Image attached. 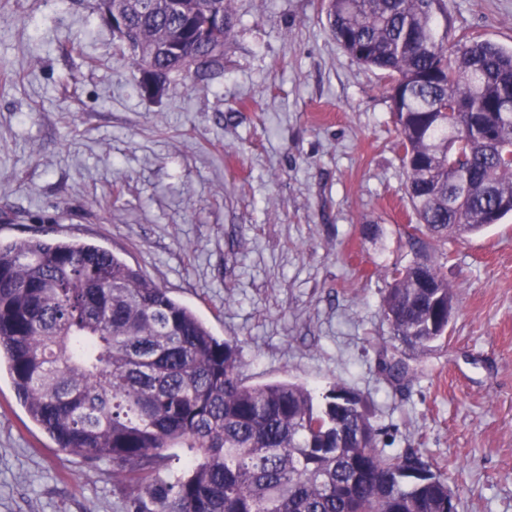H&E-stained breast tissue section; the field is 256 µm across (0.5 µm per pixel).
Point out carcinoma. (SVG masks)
<instances>
[{
	"label": "carcinoma",
	"mask_w": 512,
	"mask_h": 512,
	"mask_svg": "<svg viewBox=\"0 0 512 512\" xmlns=\"http://www.w3.org/2000/svg\"><path fill=\"white\" fill-rule=\"evenodd\" d=\"M328 28L388 85L395 148L416 223L413 259L386 273L392 339L424 350L448 330L452 288L429 241L512 214V49L451 38L446 0H323ZM120 49L165 86L224 69L229 0H145ZM224 18L213 40L194 32ZM470 194L457 206L455 165ZM18 400L62 450L112 463L131 512H448V480L415 453L390 456L352 391L250 385L235 340L114 253L74 239L0 243V363ZM170 448L188 471L164 476Z\"/></svg>",
	"instance_id": "carcinoma-1"
}]
</instances>
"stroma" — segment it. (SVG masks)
<instances>
[{"label": "stroma", "mask_w": 512, "mask_h": 512, "mask_svg": "<svg viewBox=\"0 0 512 512\" xmlns=\"http://www.w3.org/2000/svg\"><path fill=\"white\" fill-rule=\"evenodd\" d=\"M453 36L512 46V0H447ZM224 71L150 97L92 0H0V243L121 256L237 340L248 384H340L380 449L444 474L458 512H512V217L438 244L448 334L392 340L387 269L410 207L380 72L321 0H230ZM409 366L402 384L382 358ZM111 464L68 454L0 369V512H127Z\"/></svg>", "instance_id": "obj_1"}]
</instances>
